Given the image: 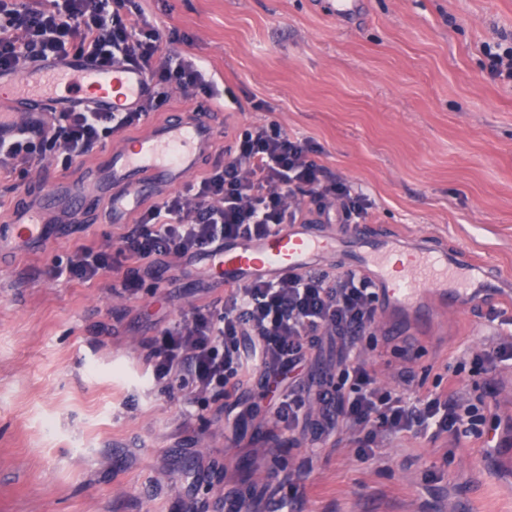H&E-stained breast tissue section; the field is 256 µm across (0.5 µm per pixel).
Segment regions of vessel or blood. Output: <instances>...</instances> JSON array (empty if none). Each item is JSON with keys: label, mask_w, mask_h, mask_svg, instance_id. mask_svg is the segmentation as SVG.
<instances>
[{"label": "vessel or blood", "mask_w": 512, "mask_h": 512, "mask_svg": "<svg viewBox=\"0 0 512 512\" xmlns=\"http://www.w3.org/2000/svg\"><path fill=\"white\" fill-rule=\"evenodd\" d=\"M150 92L144 69L125 63L105 68L82 57L41 60L18 74L0 73V93L11 99L14 111L26 115L121 112L141 104ZM213 135L211 116L202 108L193 117L176 115L127 139L84 177L56 185L0 226V266L11 265L15 254L51 239L50 228L40 222L41 211L73 212L105 199L110 204L106 222L128 223L142 203L186 181ZM325 257L342 258L345 270L368 277L382 310L404 309L422 321L428 317L421 306L424 293L440 295L445 309L452 311L460 296H479L489 287L487 260L411 249L405 238L372 234L359 226L316 235L304 225L291 224L259 239H227L198 254L190 266L206 279L237 288L307 272Z\"/></svg>", "instance_id": "vessel-or-blood-1"}]
</instances>
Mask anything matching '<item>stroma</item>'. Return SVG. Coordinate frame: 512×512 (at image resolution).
Segmentation results:
<instances>
[{
	"instance_id": "35a3bbf8",
	"label": "stroma",
	"mask_w": 512,
	"mask_h": 512,
	"mask_svg": "<svg viewBox=\"0 0 512 512\" xmlns=\"http://www.w3.org/2000/svg\"><path fill=\"white\" fill-rule=\"evenodd\" d=\"M178 55L200 60L219 92L172 90L143 125L209 105L216 129L206 173L236 127L273 122L311 140L321 162L372 202L368 227L478 255L512 275V83L491 81L483 46L512 40V0H364L329 16L328 0H135ZM91 164L33 167L0 179V219ZM101 206L0 270V512H213L225 494L254 489L253 512H512V445L476 436L406 433L381 456L359 458L357 428L325 441L245 417L213 400L184 408L158 388L147 342L192 308L223 298L219 284L186 279L162 258L138 297L109 277L50 276L79 244L111 248L122 232ZM365 356L431 389L459 369L488 393L485 432L512 438V363L473 372L481 353L512 332V303L489 295L425 326L398 313ZM293 478L299 491L284 500Z\"/></svg>"
}]
</instances>
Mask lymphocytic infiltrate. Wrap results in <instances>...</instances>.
<instances>
[{
  "instance_id": "f902f5d3",
  "label": "lymphocytic infiltrate",
  "mask_w": 512,
  "mask_h": 512,
  "mask_svg": "<svg viewBox=\"0 0 512 512\" xmlns=\"http://www.w3.org/2000/svg\"><path fill=\"white\" fill-rule=\"evenodd\" d=\"M132 0H0V73L38 59L83 57L100 66H141L151 95L124 112H55L48 121L19 126L0 140V175L27 174L52 158L71 167L118 130L141 123L170 100L171 89L211 93L201 65L175 59L174 38L133 16ZM308 142L274 123L234 130L224 159L195 184L140 212L120 233L114 250L78 247L70 256L71 278L89 281L111 274L135 294L143 261L192 257L219 242L261 238L271 230L306 222L309 214L339 207L344 224L368 217L364 194L331 173ZM380 311L372 283L344 271L289 274L230 289L224 299L194 308L152 339L148 360L155 382L178 391L183 404L205 396L224 399L226 413L239 407L250 382L266 404L251 403L248 416L276 428L303 429L311 439L329 437L341 425L360 426L359 456H376L392 437L410 430L467 432L479 421L481 397H469L456 377L439 392L385 387L361 347ZM344 351L335 376L311 387L304 370L323 343Z\"/></svg>"
}]
</instances>
